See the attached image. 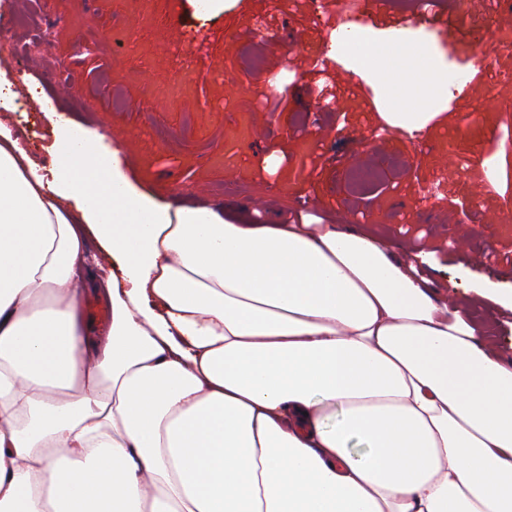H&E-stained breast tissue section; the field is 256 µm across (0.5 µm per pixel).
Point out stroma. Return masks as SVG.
Wrapping results in <instances>:
<instances>
[{
    "label": "stroma",
    "instance_id": "stroma-1",
    "mask_svg": "<svg viewBox=\"0 0 512 512\" xmlns=\"http://www.w3.org/2000/svg\"><path fill=\"white\" fill-rule=\"evenodd\" d=\"M41 2L52 30L30 67L0 48V77L18 92L0 122L40 173L56 113L118 148L128 180L158 202L236 224H355L423 257L449 298L469 301L477 280L512 289V51L486 52L479 72L471 50L512 29L507 0H471L464 17L448 0H406L400 12L364 0L367 47L355 56L331 49L336 0H223L206 15L190 0ZM428 13L459 36L427 26ZM80 41L89 49L78 54ZM387 43L430 55L403 78L405 109L433 115L419 134L383 117ZM431 65L448 74L444 98L415 90ZM65 79L73 95L60 94ZM359 162L375 181L354 180Z\"/></svg>",
    "mask_w": 512,
    "mask_h": 512
}]
</instances>
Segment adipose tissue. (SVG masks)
<instances>
[{"label":"adipose tissue","instance_id":"ef3b65f1","mask_svg":"<svg viewBox=\"0 0 512 512\" xmlns=\"http://www.w3.org/2000/svg\"><path fill=\"white\" fill-rule=\"evenodd\" d=\"M381 54L401 102L422 53ZM53 154L0 129V512H512V357L388 244L157 203L74 123Z\"/></svg>","mask_w":512,"mask_h":512}]
</instances>
